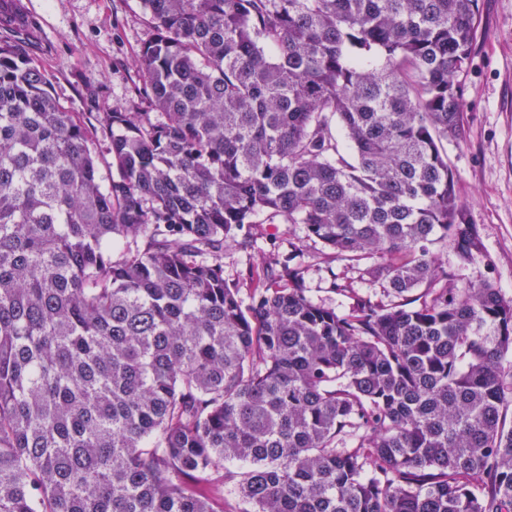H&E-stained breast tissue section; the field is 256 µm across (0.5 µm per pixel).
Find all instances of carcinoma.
Returning a JSON list of instances; mask_svg holds the SVG:
<instances>
[{"label":"carcinoma","instance_id":"carcinoma-1","mask_svg":"<svg viewBox=\"0 0 512 512\" xmlns=\"http://www.w3.org/2000/svg\"><path fill=\"white\" fill-rule=\"evenodd\" d=\"M144 112L0 39V512H512V299L445 143L479 0H140ZM302 224L388 301H313ZM236 460L239 471L224 466ZM248 255L232 248L224 250V279L241 288V297L247 298Z\"/></svg>","mask_w":512,"mask_h":512}]
</instances>
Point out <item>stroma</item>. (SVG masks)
Returning a JSON list of instances; mask_svg holds the SVG:
<instances>
[{"label":"stroma","instance_id":"1","mask_svg":"<svg viewBox=\"0 0 512 512\" xmlns=\"http://www.w3.org/2000/svg\"><path fill=\"white\" fill-rule=\"evenodd\" d=\"M35 30L19 35L42 67L55 98L71 112L134 111L132 60L152 29L138 0H21ZM480 28L461 77L464 125L447 145L455 189L478 246L467 265L454 247L434 252L449 272L489 279L512 298V0H479ZM254 253L296 246L308 267L305 286L318 302L346 310L350 292L381 294L363 268L326 257L300 224H255Z\"/></svg>","mask_w":512,"mask_h":512}]
</instances>
